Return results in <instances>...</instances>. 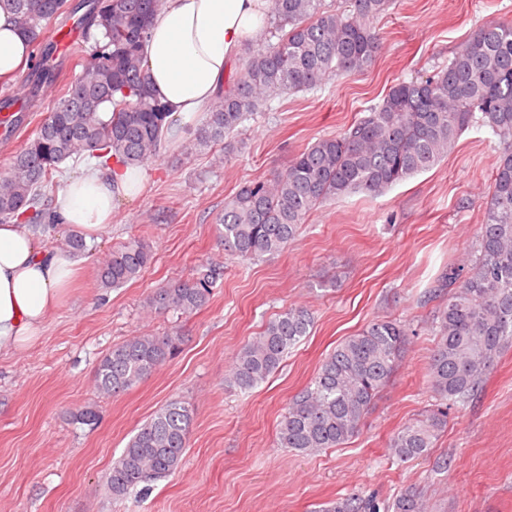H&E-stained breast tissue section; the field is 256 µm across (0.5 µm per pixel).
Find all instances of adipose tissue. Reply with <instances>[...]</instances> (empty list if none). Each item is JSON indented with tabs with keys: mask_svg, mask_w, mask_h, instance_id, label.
I'll use <instances>...</instances> for the list:
<instances>
[{
	"mask_svg": "<svg viewBox=\"0 0 512 512\" xmlns=\"http://www.w3.org/2000/svg\"><path fill=\"white\" fill-rule=\"evenodd\" d=\"M268 16L269 0H167L150 27L145 67L171 129L208 109L242 48L263 36ZM29 51L0 10V75L17 72ZM145 178L141 167L84 172L58 197L62 223L84 238H99L112 225L115 202L136 197ZM51 236L25 224H0V353L34 344L49 313L69 295L77 262Z\"/></svg>",
	"mask_w": 512,
	"mask_h": 512,
	"instance_id": "1",
	"label": "adipose tissue"
}]
</instances>
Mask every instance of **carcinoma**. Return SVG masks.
<instances>
[{
  "instance_id": "obj_1",
  "label": "carcinoma",
  "mask_w": 512,
  "mask_h": 512,
  "mask_svg": "<svg viewBox=\"0 0 512 512\" xmlns=\"http://www.w3.org/2000/svg\"><path fill=\"white\" fill-rule=\"evenodd\" d=\"M392 0H349L338 11L323 0H272L268 38L246 45L235 73L210 104L193 146L224 144L262 103L287 93L314 90L330 76L355 75L374 62L382 36L370 22ZM166 0H0L20 35L40 45L52 19L83 11L90 50L81 51L79 71L34 136L0 174V224L46 229L59 218L46 189L68 164L93 158L101 167L136 166L156 157L167 108L152 92L144 71V47L156 13ZM44 70L28 96L54 85ZM489 129L498 143L490 190L482 202L478 248L472 258L448 266L437 292L448 297L435 309V336L427 368L433 408L402 425L390 438L392 459L407 464L430 453L448 426V412L477 398L501 351L512 345V25L477 27L448 66L421 81L399 82L381 103L343 132L317 138L288 166L252 180L224 202L217 224L224 251L241 260L271 257L290 245L308 213L335 198L383 194L448 157L462 131ZM152 261L150 244L133 236L109 251L99 265L98 285L121 288L138 279ZM224 266L203 263L188 278L158 289L150 308L191 314L210 299ZM312 311L290 307L270 319L234 356L224 382L241 392L260 386L313 326ZM411 324L374 320L340 341L310 382L289 401L278 442L299 455L339 448L356 436L376 395L393 377L410 337ZM179 336H132L97 363L96 390L126 391L151 376L180 350ZM89 427L100 415L87 404L71 411ZM194 415L172 399L141 424L106 476L114 498L153 486L179 471ZM320 512H429L407 488L392 499L356 492Z\"/></svg>"
}]
</instances>
